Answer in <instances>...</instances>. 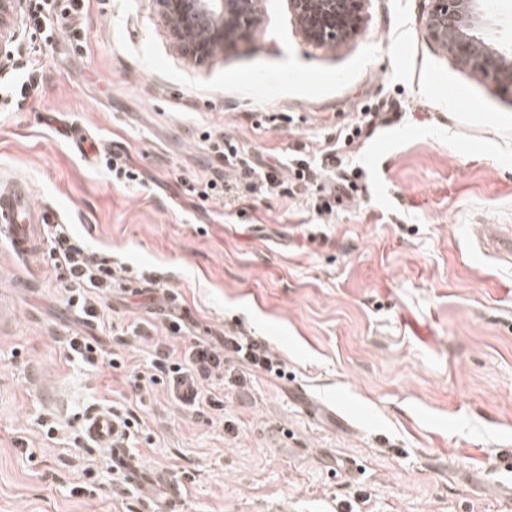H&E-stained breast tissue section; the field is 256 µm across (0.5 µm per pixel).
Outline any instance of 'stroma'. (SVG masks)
I'll return each instance as SVG.
<instances>
[{"instance_id":"35a3bbf8","label":"stroma","mask_w":512,"mask_h":512,"mask_svg":"<svg viewBox=\"0 0 512 512\" xmlns=\"http://www.w3.org/2000/svg\"><path fill=\"white\" fill-rule=\"evenodd\" d=\"M431 8L365 0L329 48L262 0L259 27L202 66L152 0H54L44 32L23 18L0 81L26 67L34 83L0 104V178L115 275L87 326L48 255L0 242V512H512V259L491 245L512 227V87L428 39ZM363 112L380 118L348 139ZM211 135L281 160L282 187L201 198L236 178ZM109 156L141 180H113ZM295 159L328 172L303 187ZM137 318L178 353L245 332L288 374L234 366L204 384L223 412L197 415L113 336ZM71 331L124 367L67 358ZM134 399L140 479L123 484L81 419Z\"/></svg>"}]
</instances>
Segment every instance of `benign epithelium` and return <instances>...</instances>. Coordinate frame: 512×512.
I'll use <instances>...</instances> for the list:
<instances>
[{"instance_id":"7a95c632","label":"benign epithelium","mask_w":512,"mask_h":512,"mask_svg":"<svg viewBox=\"0 0 512 512\" xmlns=\"http://www.w3.org/2000/svg\"><path fill=\"white\" fill-rule=\"evenodd\" d=\"M174 39L177 52L201 65L224 45L258 24L260 0H152ZM365 0H289L302 36L309 42L336 47L359 33ZM425 20L427 37L459 63L481 69L503 85L512 86V45L494 43L476 58L475 40L485 37L484 0H433ZM27 0H0V59L12 56Z\"/></svg>"}]
</instances>
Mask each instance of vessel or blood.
Returning a JSON list of instances; mask_svg holds the SVG:
<instances>
[{"mask_svg":"<svg viewBox=\"0 0 512 512\" xmlns=\"http://www.w3.org/2000/svg\"><path fill=\"white\" fill-rule=\"evenodd\" d=\"M55 220L54 214L35 206L30 188L13 186L0 189V242H8L19 258L27 259L42 251L43 227ZM117 431L112 412L108 409L89 414L84 422L87 439L109 448L113 467L128 478H135V467L128 450L112 445Z\"/></svg>","mask_w":512,"mask_h":512,"instance_id":"obj_1","label":"vessel or blood"}]
</instances>
